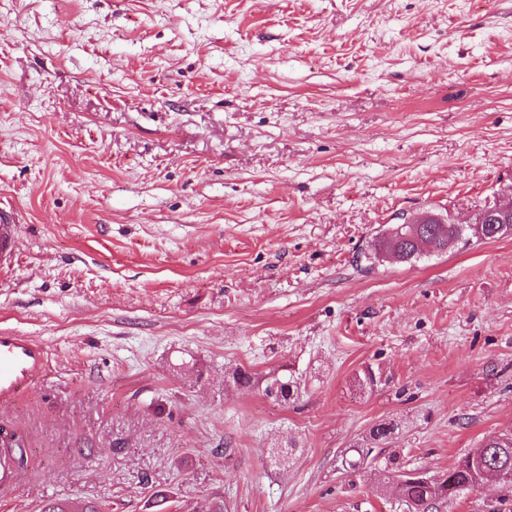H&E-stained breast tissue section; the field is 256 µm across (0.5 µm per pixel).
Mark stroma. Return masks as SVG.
Segmentation results:
<instances>
[{"instance_id": "35a3bbf8", "label": "stroma", "mask_w": 512, "mask_h": 512, "mask_svg": "<svg viewBox=\"0 0 512 512\" xmlns=\"http://www.w3.org/2000/svg\"><path fill=\"white\" fill-rule=\"evenodd\" d=\"M511 193L512 0H0V326L49 362L0 512H402L512 433V234L360 256ZM18 217L13 211H0V265L13 262L17 250ZM383 241H386V244H388V245H394L399 250V252L402 255L403 262L411 261L412 259L417 258L418 256H420L423 253L421 251H417V249L412 241L401 239L397 235H394V234L382 235L379 238L378 243H381ZM378 243H377V247L375 248V252L368 256H365V259L368 262H370L371 265L374 264L376 259L378 260L381 257L380 251L378 249ZM448 477L444 475H427L420 471H409L396 476V486L401 502L414 511L438 512L448 498H454L461 493L475 489L479 473L471 467L466 457Z\"/></svg>"}]
</instances>
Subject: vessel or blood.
<instances>
[{
	"label": "vessel or blood",
	"mask_w": 512,
	"mask_h": 512,
	"mask_svg": "<svg viewBox=\"0 0 512 512\" xmlns=\"http://www.w3.org/2000/svg\"><path fill=\"white\" fill-rule=\"evenodd\" d=\"M18 240L16 213L0 211V265L12 263ZM47 367L43 346L28 336L0 328V403L14 402L31 390Z\"/></svg>",
	"instance_id": "1"
}]
</instances>
